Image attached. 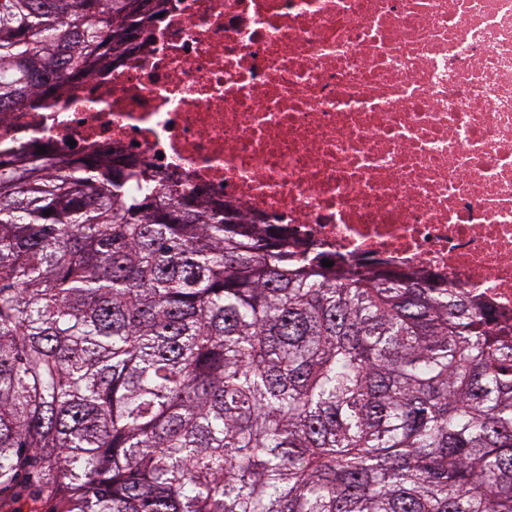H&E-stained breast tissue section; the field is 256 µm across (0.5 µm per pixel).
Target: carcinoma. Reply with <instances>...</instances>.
<instances>
[{
  "instance_id": "cac0c4a2",
  "label": "carcinoma",
  "mask_w": 512,
  "mask_h": 512,
  "mask_svg": "<svg viewBox=\"0 0 512 512\" xmlns=\"http://www.w3.org/2000/svg\"><path fill=\"white\" fill-rule=\"evenodd\" d=\"M147 0H0V113ZM0 159V512H512V345L146 173Z\"/></svg>"
}]
</instances>
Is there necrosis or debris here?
<instances>
[{"instance_id":"4bbe7bcc","label":"necrosis or debris","mask_w":512,"mask_h":512,"mask_svg":"<svg viewBox=\"0 0 512 512\" xmlns=\"http://www.w3.org/2000/svg\"><path fill=\"white\" fill-rule=\"evenodd\" d=\"M0 150L132 161L290 247L431 273L512 324V0H152Z\"/></svg>"}]
</instances>
